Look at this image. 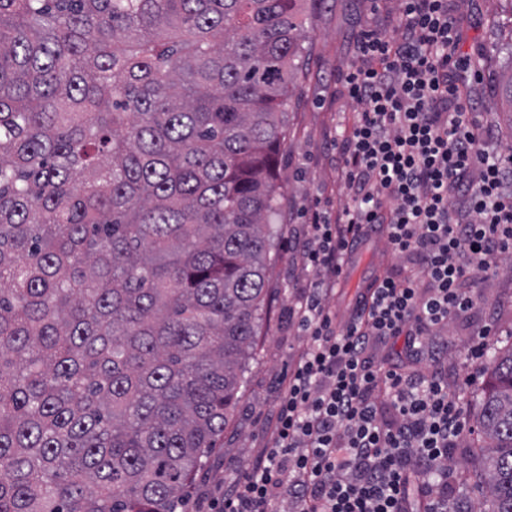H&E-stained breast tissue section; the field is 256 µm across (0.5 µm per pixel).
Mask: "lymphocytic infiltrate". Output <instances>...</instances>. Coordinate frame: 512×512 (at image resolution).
Segmentation results:
<instances>
[{
    "label": "lymphocytic infiltrate",
    "instance_id": "1",
    "mask_svg": "<svg viewBox=\"0 0 512 512\" xmlns=\"http://www.w3.org/2000/svg\"><path fill=\"white\" fill-rule=\"evenodd\" d=\"M353 40L339 93L356 109L335 140L345 197L303 224L311 276L290 313L304 344L220 512H448L451 450L472 430L447 380L376 353L399 338L426 347L480 303L466 281L512 254V148L467 89L484 70L464 49L458 0H398L393 31ZM372 237L405 266L373 279L337 322L327 299Z\"/></svg>",
    "mask_w": 512,
    "mask_h": 512
}]
</instances>
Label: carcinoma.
I'll return each instance as SVG.
<instances>
[{
	"label": "carcinoma",
	"instance_id": "obj_1",
	"mask_svg": "<svg viewBox=\"0 0 512 512\" xmlns=\"http://www.w3.org/2000/svg\"><path fill=\"white\" fill-rule=\"evenodd\" d=\"M296 2L0 0V512L185 508L265 313ZM484 371L462 485L512 512V341Z\"/></svg>",
	"mask_w": 512,
	"mask_h": 512
}]
</instances>
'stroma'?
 I'll return each instance as SVG.
<instances>
[{
    "label": "stroma",
    "mask_w": 512,
    "mask_h": 512,
    "mask_svg": "<svg viewBox=\"0 0 512 512\" xmlns=\"http://www.w3.org/2000/svg\"><path fill=\"white\" fill-rule=\"evenodd\" d=\"M302 11L309 50L303 63L305 77L294 91L296 106L289 114L288 143L279 162L282 211L267 274L266 315L245 374L244 397L216 448L204 457L188 489L192 499L214 495L225 474L234 472L239 461L251 459L274 418L277 384L290 368L300 341L288 309L307 278L301 260L303 213L343 195L336 184L332 142L337 124L353 108L338 98L336 81L355 56L351 30L363 11L362 0H307ZM466 11L470 21L467 50L497 65L511 60L512 45L490 26L489 19L495 15L512 18V0H468ZM474 285L485 302L468 321L450 324L446 342L437 345L438 361L412 359L397 344L382 349L384 365L422 373L439 366L447 369L449 382L459 383L465 370L458 352L474 330L489 325L499 337L512 334V275L502 267L496 276L475 280Z\"/></svg>",
    "instance_id": "stroma-1"
}]
</instances>
